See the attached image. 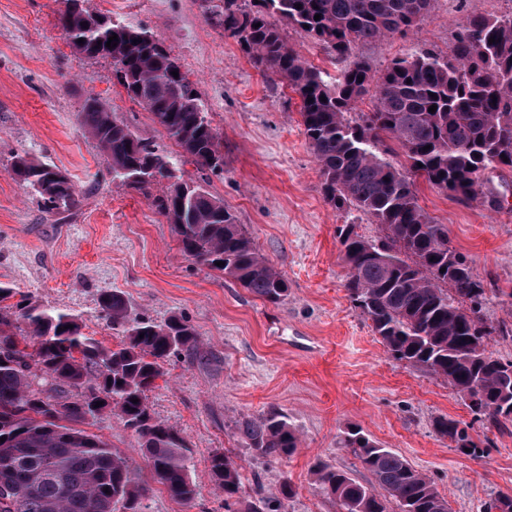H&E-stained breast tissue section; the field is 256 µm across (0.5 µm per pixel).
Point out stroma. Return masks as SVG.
<instances>
[{
  "instance_id": "obj_1",
  "label": "stroma",
  "mask_w": 512,
  "mask_h": 512,
  "mask_svg": "<svg viewBox=\"0 0 512 512\" xmlns=\"http://www.w3.org/2000/svg\"><path fill=\"white\" fill-rule=\"evenodd\" d=\"M211 0H83L89 12L154 35L192 81L217 130L224 170L199 172L118 84L111 59L77 54L58 25L61 0H0V282L32 302L80 314L86 334L120 343L100 316V296L121 291L131 312L155 323L179 315L202 341L199 354L179 355L149 393L154 416L186 440L197 486L192 507L154 490L147 512H224V495L209 470L214 451L228 450L241 467L242 499L256 489L277 493L290 483L285 512H336L316 485L323 460L364 485L372 475L340 445L356 426L427 473L451 512H480L498 492H512V425L473 423L442 379L395 361L351 303L336 236L340 224L381 237L373 218L336 210L322 195V177L303 133L300 101L285 81L269 79L211 19ZM512 12V0H433L418 33L358 45L353 55L384 70L397 57L432 49L447 53L458 24L474 15ZM289 47L336 76L346 61L299 29L283 26ZM108 102L116 117L167 154L173 178L147 191L113 182L77 114L87 97ZM57 166L73 181L77 203L48 211L41 197L10 172L14 154ZM190 179L222 199L259 251L287 278V298L273 305L180 250L155 200L174 177ZM489 186L500 206L459 202L418 182L420 206L447 225L451 246L483 281L488 323L512 324V171ZM287 415L302 443L288 460L264 464L240 447L237 420L270 409ZM472 423L479 457L438 435L436 419Z\"/></svg>"
}]
</instances>
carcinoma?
I'll use <instances>...</instances> for the list:
<instances>
[{
    "mask_svg": "<svg viewBox=\"0 0 512 512\" xmlns=\"http://www.w3.org/2000/svg\"><path fill=\"white\" fill-rule=\"evenodd\" d=\"M431 2L258 0L247 10L238 0H223L214 14L224 38L240 44L265 76L286 80L300 98L326 203L368 214L383 229L373 240L355 224L336 227L354 306L371 320L394 360L444 379L475 419L504 428L512 425V359L494 356L488 341L495 333L512 335V327L486 324V288L468 258L449 245L448 225L419 205L416 179L466 203L499 206L485 184L486 174L512 170V12L460 24L446 55L423 50L392 60L380 73L357 60L332 80L290 49L270 21L280 17L340 59L359 44L418 31ZM59 28L76 53L112 59L128 97L177 141L186 162L223 171L219 134L192 95L194 83L159 40L85 9L61 15ZM114 34L117 45L106 47ZM367 95L372 112L364 123H351L348 112ZM78 120L106 158L113 181L144 189L159 176H172L167 156L136 136L103 100L87 98ZM385 136L400 145L407 165L398 168L382 155ZM10 172L50 211L77 203L74 185L57 168L17 153ZM155 205L173 224L186 257L269 303L288 295L287 278L204 186L177 181ZM17 295L18 289L0 283V354L8 353L0 357V512H115L118 505L123 512H146L156 486L178 503L192 504L197 488L185 440L154 417L148 393L171 356L197 354L194 326L177 315L163 324L134 317L123 293L112 291L100 299L104 318L122 336L111 348L82 331L80 316ZM108 416L135 437L149 479L88 431ZM435 428L455 447L470 449L468 455L484 453L463 422L440 417ZM235 434L267 462L287 459L301 445L299 431L276 409L258 419L242 417ZM342 444L374 484L317 461L318 490L337 512H449L426 473L361 429H348ZM240 469L224 450L210 457L224 512H282L294 494L290 483L283 482L276 495L257 490L244 501ZM483 512H512V496L498 494Z\"/></svg>",
    "mask_w": 512,
    "mask_h": 512,
    "instance_id": "obj_1",
    "label": "carcinoma"
}]
</instances>
